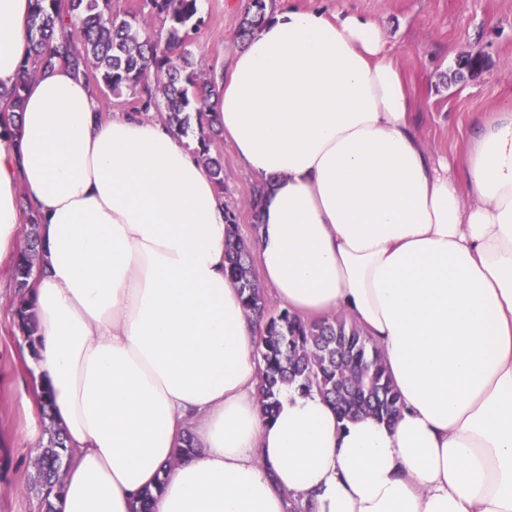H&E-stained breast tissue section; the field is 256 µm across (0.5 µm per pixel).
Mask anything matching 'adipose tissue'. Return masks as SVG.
Segmentation results:
<instances>
[{
	"label": "adipose tissue",
	"instance_id": "1",
	"mask_svg": "<svg viewBox=\"0 0 512 512\" xmlns=\"http://www.w3.org/2000/svg\"><path fill=\"white\" fill-rule=\"evenodd\" d=\"M30 0H0V91ZM264 185L253 242L274 299L342 312L382 351L402 410L336 417L288 389L265 418L262 325L224 273L222 194L161 120L103 117L64 63L0 99V265L40 224L31 410L71 461L57 512H512V105L462 166L421 136L377 25L279 0L211 100ZM196 450L175 459L184 431Z\"/></svg>",
	"mask_w": 512,
	"mask_h": 512
}]
</instances>
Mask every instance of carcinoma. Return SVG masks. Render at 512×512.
<instances>
[{
    "label": "carcinoma",
    "instance_id": "1",
    "mask_svg": "<svg viewBox=\"0 0 512 512\" xmlns=\"http://www.w3.org/2000/svg\"><path fill=\"white\" fill-rule=\"evenodd\" d=\"M144 7L161 21L157 36L150 32L144 15L113 13L111 0H34L27 55L8 96L19 108L28 80L66 60L96 92L119 96L126 91L137 99L139 111L159 113L181 134L196 122L203 163L221 186L223 166L212 155V147L222 130L209 100L218 94L223 74L205 68L192 50L204 23L201 0H145ZM268 8L267 0H249L239 38L266 20ZM228 221L232 228L225 243V274L239 289L245 312L264 325L257 385L263 414L273 416L283 388L294 386L318 392L342 421L361 414L388 423L394 420L401 411V398L378 347L344 313L305 322L285 307L270 310L256 279L252 250L238 233L234 214H228ZM38 246V224L33 221L26 246L11 267L18 329L32 352L37 325L27 288L40 271ZM45 435L34 464V485L46 512H56L52 499L63 490L65 443L52 425Z\"/></svg>",
    "mask_w": 512,
    "mask_h": 512
}]
</instances>
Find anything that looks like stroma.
<instances>
[{
  "label": "stroma",
  "mask_w": 512,
  "mask_h": 512,
  "mask_svg": "<svg viewBox=\"0 0 512 512\" xmlns=\"http://www.w3.org/2000/svg\"><path fill=\"white\" fill-rule=\"evenodd\" d=\"M300 8L328 14L351 11L371 18L412 89L416 119L427 144L438 154L462 159L470 124L512 104V0H295ZM204 23L193 51L205 66L223 70L237 48L243 8L239 0H203ZM480 53L483 70L453 81L461 58ZM224 166V203L242 237L253 235L246 201L253 186L231 148L219 145ZM15 284L0 266V512H45L32 487L34 450L29 430H43L41 414H29L26 395L32 370L23 360L24 342L14 327Z\"/></svg>",
  "instance_id": "obj_1"
}]
</instances>
